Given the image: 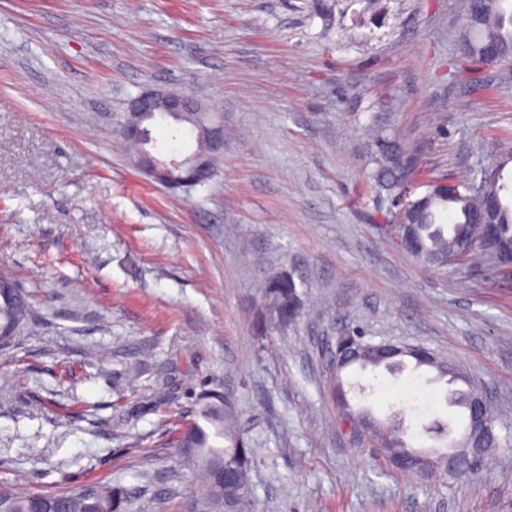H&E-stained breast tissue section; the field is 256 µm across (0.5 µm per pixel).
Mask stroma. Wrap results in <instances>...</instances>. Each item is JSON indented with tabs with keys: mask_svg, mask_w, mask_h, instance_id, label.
Wrapping results in <instances>:
<instances>
[{
	"mask_svg": "<svg viewBox=\"0 0 512 512\" xmlns=\"http://www.w3.org/2000/svg\"><path fill=\"white\" fill-rule=\"evenodd\" d=\"M465 0H0V263L30 294L0 349V486L122 487L133 512H212L177 441L206 395L254 453L246 512H512V280L435 272L377 221L365 130L423 173L500 166L512 66L464 71ZM186 91L224 118L213 179L167 188L119 135L131 98ZM290 273L299 317L258 330ZM423 345L493 396L501 447L407 474L331 398L337 336ZM433 371L350 369L353 406L431 446Z\"/></svg>",
	"mask_w": 512,
	"mask_h": 512,
	"instance_id": "1",
	"label": "stroma"
}]
</instances>
